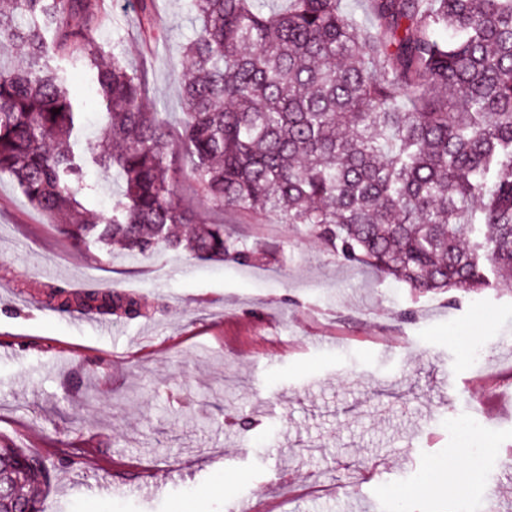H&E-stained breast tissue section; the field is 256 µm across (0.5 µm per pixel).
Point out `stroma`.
<instances>
[{
    "instance_id": "stroma-1",
    "label": "stroma",
    "mask_w": 512,
    "mask_h": 512,
    "mask_svg": "<svg viewBox=\"0 0 512 512\" xmlns=\"http://www.w3.org/2000/svg\"><path fill=\"white\" fill-rule=\"evenodd\" d=\"M103 2L96 40L177 121L187 0ZM177 196L253 262L73 246L0 177V438L51 462L45 512H230L248 497L262 512H512V285L417 294L303 225L209 209L188 180ZM58 281L131 293L142 314L59 315L41 304ZM79 373L104 393L76 407ZM471 414L495 444L480 470L448 426Z\"/></svg>"
}]
</instances>
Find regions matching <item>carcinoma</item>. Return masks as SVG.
<instances>
[{
  "instance_id": "1",
  "label": "carcinoma",
  "mask_w": 512,
  "mask_h": 512,
  "mask_svg": "<svg viewBox=\"0 0 512 512\" xmlns=\"http://www.w3.org/2000/svg\"><path fill=\"white\" fill-rule=\"evenodd\" d=\"M190 0L180 131L91 35L95 0H0V176L78 245L241 265L254 253L177 202L303 224L346 262L419 293L512 276V0ZM97 86L103 126L66 84ZM59 114H54V111ZM95 166L117 186L107 210ZM46 306L135 318L136 297L54 285ZM0 512H41L47 461L0 438Z\"/></svg>"
}]
</instances>
